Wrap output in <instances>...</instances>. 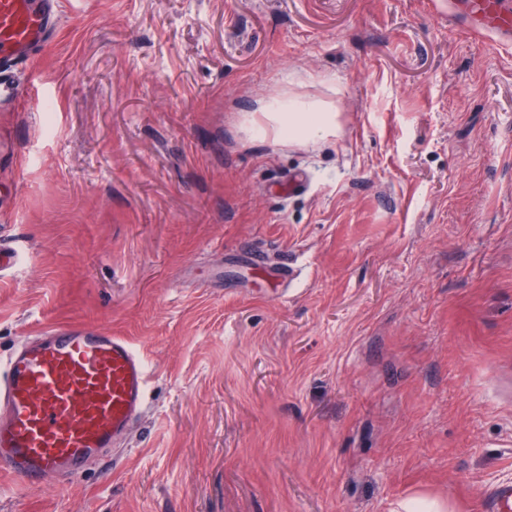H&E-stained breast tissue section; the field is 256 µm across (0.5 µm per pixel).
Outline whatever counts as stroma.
<instances>
[{"mask_svg": "<svg viewBox=\"0 0 512 512\" xmlns=\"http://www.w3.org/2000/svg\"><path fill=\"white\" fill-rule=\"evenodd\" d=\"M462 2L60 0L0 104V359L109 330L147 405L0 512H484L512 483V42ZM272 95L338 136L252 139Z\"/></svg>", "mask_w": 512, "mask_h": 512, "instance_id": "obj_1", "label": "stroma"}]
</instances>
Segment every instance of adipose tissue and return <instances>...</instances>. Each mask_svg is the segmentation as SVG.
I'll return each instance as SVG.
<instances>
[{
    "instance_id": "1",
    "label": "adipose tissue",
    "mask_w": 512,
    "mask_h": 512,
    "mask_svg": "<svg viewBox=\"0 0 512 512\" xmlns=\"http://www.w3.org/2000/svg\"><path fill=\"white\" fill-rule=\"evenodd\" d=\"M262 115V122L252 127L259 138L272 134L290 142L316 141L335 135L338 129L335 113L314 102L271 98L264 102Z\"/></svg>"
}]
</instances>
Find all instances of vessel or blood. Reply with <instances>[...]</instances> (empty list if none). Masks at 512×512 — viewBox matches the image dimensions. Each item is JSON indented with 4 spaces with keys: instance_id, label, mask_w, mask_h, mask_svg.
Segmentation results:
<instances>
[{
    "instance_id": "1",
    "label": "vessel or blood",
    "mask_w": 512,
    "mask_h": 512,
    "mask_svg": "<svg viewBox=\"0 0 512 512\" xmlns=\"http://www.w3.org/2000/svg\"><path fill=\"white\" fill-rule=\"evenodd\" d=\"M58 0H0V101L16 97L7 76L50 41ZM483 35L512 37L503 0H467ZM147 368L122 336L80 325L48 326L0 364V478L31 490L74 477L121 442L145 410ZM486 512H512V484L492 486Z\"/></svg>"
}]
</instances>
